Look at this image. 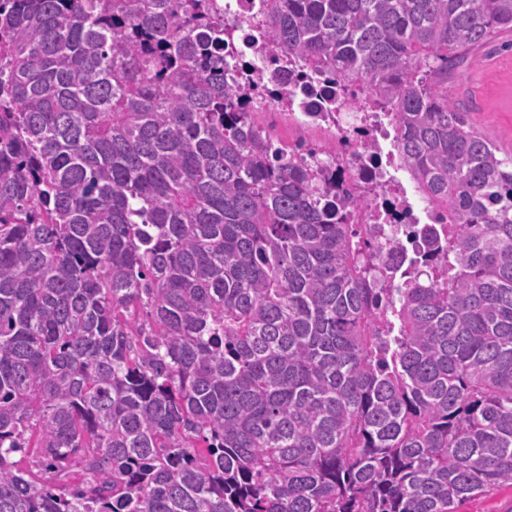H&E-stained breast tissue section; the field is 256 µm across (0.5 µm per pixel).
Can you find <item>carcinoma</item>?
Wrapping results in <instances>:
<instances>
[{"label": "carcinoma", "mask_w": 512, "mask_h": 512, "mask_svg": "<svg viewBox=\"0 0 512 512\" xmlns=\"http://www.w3.org/2000/svg\"><path fill=\"white\" fill-rule=\"evenodd\" d=\"M448 223L351 224L208 0H0V512H456L512 486V156L448 70L512 0H267ZM32 457L42 479L19 467Z\"/></svg>", "instance_id": "1"}]
</instances>
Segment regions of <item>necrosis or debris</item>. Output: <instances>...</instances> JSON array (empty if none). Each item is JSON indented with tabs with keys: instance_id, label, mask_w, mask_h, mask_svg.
Wrapping results in <instances>:
<instances>
[{
	"instance_id": "1",
	"label": "necrosis or debris",
	"mask_w": 512,
	"mask_h": 512,
	"mask_svg": "<svg viewBox=\"0 0 512 512\" xmlns=\"http://www.w3.org/2000/svg\"><path fill=\"white\" fill-rule=\"evenodd\" d=\"M214 7L237 32L224 53L233 66L234 81L265 97L264 112L274 116L302 113V128L323 134L336 156L337 191L368 199L367 209L356 214V221L392 224L403 233L423 218L431 224L442 223L441 214L433 209L418 213L403 183L391 176L393 155L385 146L394 143L396 134L385 113L358 110L349 102L351 90L336 84L326 97H286L285 84L275 81L274 75L287 71V62H274L259 49L263 41L262 0H215Z\"/></svg>"
}]
</instances>
